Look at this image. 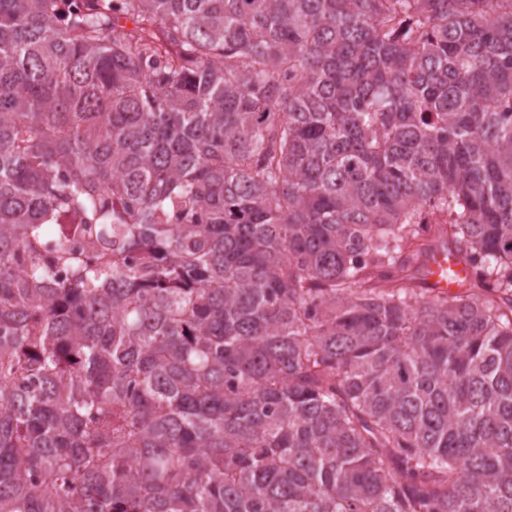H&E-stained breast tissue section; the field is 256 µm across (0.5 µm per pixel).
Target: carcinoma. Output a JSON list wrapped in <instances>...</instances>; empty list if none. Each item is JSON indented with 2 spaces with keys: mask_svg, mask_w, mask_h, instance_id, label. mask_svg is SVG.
<instances>
[{
  "mask_svg": "<svg viewBox=\"0 0 512 512\" xmlns=\"http://www.w3.org/2000/svg\"><path fill=\"white\" fill-rule=\"evenodd\" d=\"M0 512H512V0H0ZM427 276L428 288L436 292H451L460 287L467 279V270L464 264L451 253L437 252L430 259ZM451 272V274L448 273Z\"/></svg>",
  "mask_w": 512,
  "mask_h": 512,
  "instance_id": "obj_1",
  "label": "carcinoma"
}]
</instances>
